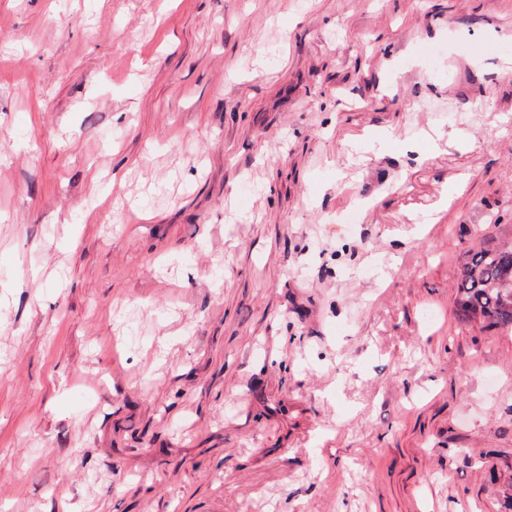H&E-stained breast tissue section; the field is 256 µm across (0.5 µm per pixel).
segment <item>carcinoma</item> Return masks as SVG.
<instances>
[{
	"mask_svg": "<svg viewBox=\"0 0 512 512\" xmlns=\"http://www.w3.org/2000/svg\"><path fill=\"white\" fill-rule=\"evenodd\" d=\"M462 316L490 328L512 331V244L474 253L457 283Z\"/></svg>",
	"mask_w": 512,
	"mask_h": 512,
	"instance_id": "obj_1",
	"label": "carcinoma"
}]
</instances>
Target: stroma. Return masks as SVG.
<instances>
[{
    "mask_svg": "<svg viewBox=\"0 0 512 512\" xmlns=\"http://www.w3.org/2000/svg\"><path fill=\"white\" fill-rule=\"evenodd\" d=\"M512 0H0V512H512ZM456 288L458 309L467 320L512 331V244L474 253Z\"/></svg>",
    "mask_w": 512,
    "mask_h": 512,
    "instance_id": "35a3bbf8",
    "label": "stroma"
}]
</instances>
